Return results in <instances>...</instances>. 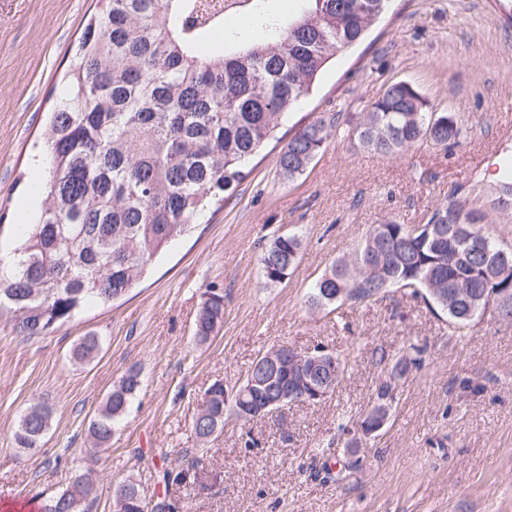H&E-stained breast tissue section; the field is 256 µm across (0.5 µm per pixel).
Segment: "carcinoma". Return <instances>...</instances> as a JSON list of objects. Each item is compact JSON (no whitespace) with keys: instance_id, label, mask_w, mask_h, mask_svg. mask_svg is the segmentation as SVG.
<instances>
[{"instance_id":"cac0c4a2","label":"carcinoma","mask_w":512,"mask_h":512,"mask_svg":"<svg viewBox=\"0 0 512 512\" xmlns=\"http://www.w3.org/2000/svg\"><path fill=\"white\" fill-rule=\"evenodd\" d=\"M270 0H102L85 25L67 73L66 88L45 129L48 170L37 221L24 225L11 264L0 271V310L17 315L16 331L37 336L72 318L85 304L108 305L141 283L157 254L183 236L210 204L245 177V163L312 90L324 65L362 39L388 0H300L288 21ZM335 117L299 130L278 154L283 180L301 175L325 146ZM456 112L433 110L410 81L389 84L352 129L363 147L398 158L429 144L460 143ZM512 196L503 170L490 187L491 203ZM485 215L467 198L450 195L423 224L373 225L350 254L324 269L308 301L339 308L377 299L392 288L420 295L461 330L490 315L512 323V251L482 226ZM481 232L482 248L469 239ZM302 239L275 238L261 255L266 284H280L297 265ZM224 323V297L207 298L196 317L195 339L207 343ZM100 351L85 336L72 358L91 361ZM411 353L387 368L376 402L361 425L392 406L410 368ZM291 381L258 356L239 395L225 404L224 383L205 391L191 423L205 444L233 416L246 424L273 387ZM141 388L128 370L112 386L90 424L97 446L112 441ZM50 414L31 405L13 433L18 448L41 446ZM197 466L162 470V482L194 483ZM92 481L75 479L48 499L43 512H90ZM115 495L128 512H176L167 495L147 497L134 480Z\"/></svg>"}]
</instances>
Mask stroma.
<instances>
[{
    "instance_id": "obj_1",
    "label": "stroma",
    "mask_w": 512,
    "mask_h": 512,
    "mask_svg": "<svg viewBox=\"0 0 512 512\" xmlns=\"http://www.w3.org/2000/svg\"><path fill=\"white\" fill-rule=\"evenodd\" d=\"M97 0H0V255L15 240L30 200L33 156L63 89ZM512 0H390L359 45L337 54L316 89L289 114L294 135L337 113L327 146L294 181L277 173L267 146L223 207L175 240L124 299L91 306L44 334L25 337L0 313V512H40L79 474L95 482L92 512H113L133 478L168 493L179 512H512V324L483 320L452 333L445 313L391 290L383 298L314 308V280L351 253L374 224H421L458 187L512 244V213L490 209L487 191L503 151L512 152ZM409 80L438 110L454 109L460 145L421 146L391 158L350 136L355 116L387 84ZM299 234L301 259L287 279L265 284L259 258L278 236ZM224 297V323L207 344L194 324L208 293ZM101 339L98 357L75 362L79 339ZM423 343L420 367L397 392L385 426L345 478L360 424L385 377L381 355ZM346 358L336 392L250 424L227 419L200 444L191 430L215 380L238 388L253 360L276 344ZM142 387L107 449L88 427L129 369ZM51 413L40 448H16L25 410ZM198 459V485H158L164 461Z\"/></svg>"
}]
</instances>
